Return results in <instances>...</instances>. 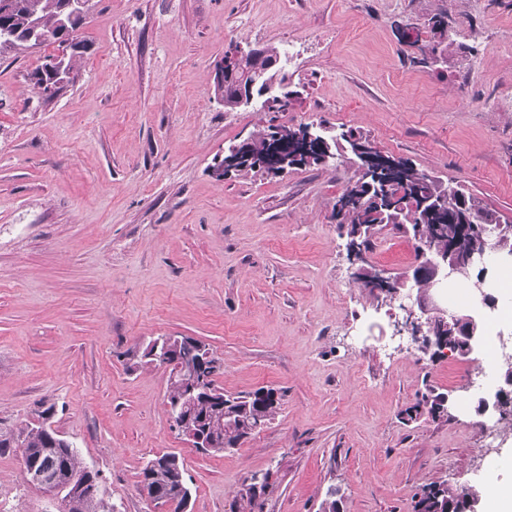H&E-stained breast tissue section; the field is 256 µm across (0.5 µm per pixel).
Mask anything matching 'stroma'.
Wrapping results in <instances>:
<instances>
[{
	"label": "stroma",
	"instance_id": "stroma-1",
	"mask_svg": "<svg viewBox=\"0 0 512 512\" xmlns=\"http://www.w3.org/2000/svg\"><path fill=\"white\" fill-rule=\"evenodd\" d=\"M446 12L452 42L426 68L397 23ZM75 77L42 99L54 45L0 55V424L53 407V427L119 512H165L139 488L154 455L183 460L189 512H234L271 472L265 512H410L439 479L482 487L477 412L487 349L432 360L393 334L402 312L354 279L333 208L353 163L216 177L224 150L271 124L354 130L512 220V0H91ZM233 44L289 50L285 112L225 111L211 71ZM410 238L383 231L371 264L399 274ZM192 336L224 361L225 391L276 388L275 419L231 452L171 427L153 336ZM449 417L407 423L419 391ZM0 512H56L0 455Z\"/></svg>",
	"mask_w": 512,
	"mask_h": 512
}]
</instances>
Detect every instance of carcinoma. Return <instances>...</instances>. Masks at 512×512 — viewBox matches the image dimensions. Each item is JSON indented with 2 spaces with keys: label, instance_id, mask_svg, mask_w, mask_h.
<instances>
[{
  "label": "carcinoma",
  "instance_id": "obj_1",
  "mask_svg": "<svg viewBox=\"0 0 512 512\" xmlns=\"http://www.w3.org/2000/svg\"><path fill=\"white\" fill-rule=\"evenodd\" d=\"M63 0H12V7L6 13L0 12V33L13 34L8 44L0 42V54L23 52L27 44L23 36L27 30L29 17H38L45 27H53L58 21ZM430 33V51L441 55L448 48V14L431 15L426 23ZM58 47L71 49L67 53L66 64L70 69L76 68L77 57L82 54L83 45L76 41V32L63 35L57 43ZM240 89L233 85L224 86V111L240 110L238 99ZM305 124L297 126L270 125L267 128L251 133L248 138L240 141L239 152L243 155H260L267 149V143L274 134H280L281 140L288 143V158L297 154L309 156L300 160V165L311 166L320 164L318 152L336 151L339 141H344L351 154L358 161V173L350 179L340 197L351 202V207L339 215L336 224L349 240L358 241V245L367 252L372 247L374 233L368 231L371 224L379 228L391 227L405 235H412V230L421 225L439 242L443 251L453 245L459 254L480 249L482 238L460 231V225L469 223V211L477 210L479 221L483 224L504 225L500 244L504 252L512 253V222L497 212L483 207L480 202L456 185H443L419 172L411 163L400 158L396 168L377 170L369 166L356 149L372 148L371 143L352 130L339 134L336 139L321 150H306V141L301 136ZM225 171H234L237 175H256L260 170L255 163L239 160L230 152L224 153ZM262 389L254 391L256 398L247 397L245 393L224 396L225 410L234 414L235 422L212 429L217 446L209 449L211 453H221L240 447L254 435L261 426L275 419L278 414L279 398L273 396L274 389H267V396L259 397ZM442 392L434 387H426L416 397L415 403L405 410L406 419L417 422L420 419L433 421L446 417L440 411ZM50 431L42 427H31L29 424L13 426L0 431V452L7 448L21 449L22 459L28 468H46L62 472L64 468L82 464L77 448L70 442L56 440L51 443ZM176 455L164 453L149 459L140 472L139 485L148 484L156 487V499L174 506L179 512V502L190 491L185 478L184 464H175ZM273 484L263 485L254 496H240L245 503L243 512H263V497L272 492ZM473 487L457 486L441 479L422 487L416 494L415 512H458L463 499L475 495ZM68 512H116V505L108 503L104 496L97 493L90 497H77L68 502Z\"/></svg>",
  "mask_w": 512,
  "mask_h": 512
}]
</instances>
